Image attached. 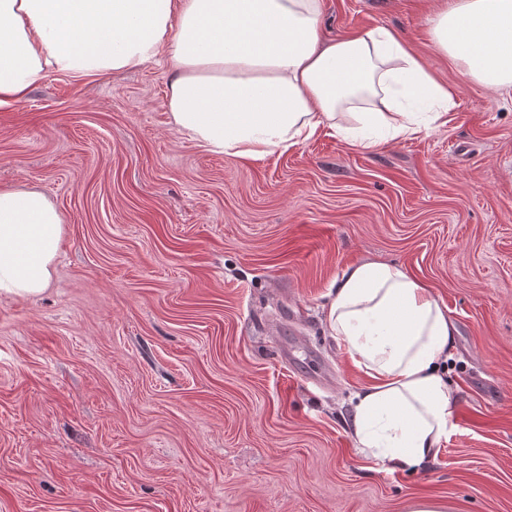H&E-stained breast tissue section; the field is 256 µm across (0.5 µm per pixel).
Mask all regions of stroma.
I'll use <instances>...</instances> for the list:
<instances>
[{"instance_id": "obj_1", "label": "stroma", "mask_w": 512, "mask_h": 512, "mask_svg": "<svg viewBox=\"0 0 512 512\" xmlns=\"http://www.w3.org/2000/svg\"><path fill=\"white\" fill-rule=\"evenodd\" d=\"M434 0H323L410 40L448 122L244 161L169 122L166 64L50 74L0 107V188L64 218L50 288L0 296V512H512V98L433 46ZM447 308L455 431L414 474L350 426L368 376L326 313L349 266Z\"/></svg>"}]
</instances>
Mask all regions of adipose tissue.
<instances>
[{"mask_svg": "<svg viewBox=\"0 0 512 512\" xmlns=\"http://www.w3.org/2000/svg\"><path fill=\"white\" fill-rule=\"evenodd\" d=\"M436 48L487 90L512 91V0H439ZM165 60L171 125L205 150L259 160L328 129L352 146L433 130L451 98L400 34L329 39L322 0H0V106L49 74L121 73ZM371 111H361L362 102ZM63 217L36 189H0V296L50 285ZM327 322L370 378L360 448L414 473L454 430L453 323L403 268L368 260L336 281Z\"/></svg>", "mask_w": 512, "mask_h": 512, "instance_id": "ef3b65f1", "label": "adipose tissue"}]
</instances>
